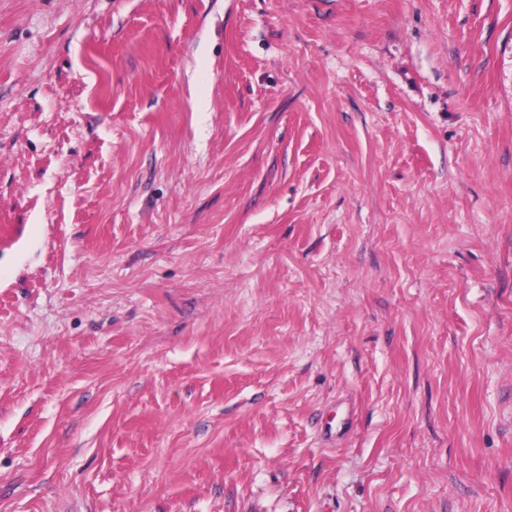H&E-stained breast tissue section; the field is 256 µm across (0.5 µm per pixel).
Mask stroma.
<instances>
[{"label": "stroma", "instance_id": "obj_1", "mask_svg": "<svg viewBox=\"0 0 512 512\" xmlns=\"http://www.w3.org/2000/svg\"><path fill=\"white\" fill-rule=\"evenodd\" d=\"M0 512H512V0H0Z\"/></svg>", "mask_w": 512, "mask_h": 512}]
</instances>
